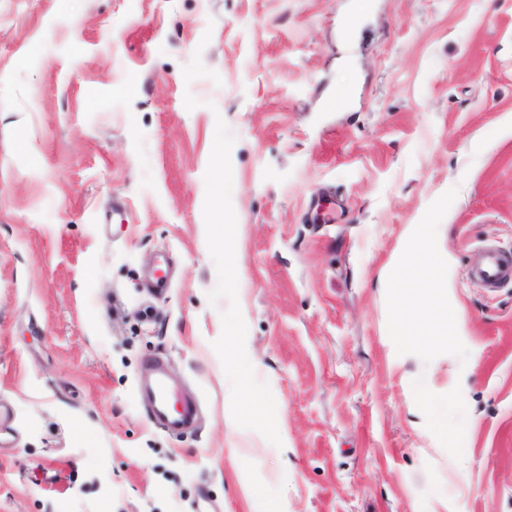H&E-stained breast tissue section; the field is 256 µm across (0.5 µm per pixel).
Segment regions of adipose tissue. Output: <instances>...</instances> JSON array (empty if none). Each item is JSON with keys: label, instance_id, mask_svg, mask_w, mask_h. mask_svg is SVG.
<instances>
[{"label": "adipose tissue", "instance_id": "adipose-tissue-1", "mask_svg": "<svg viewBox=\"0 0 512 512\" xmlns=\"http://www.w3.org/2000/svg\"><path fill=\"white\" fill-rule=\"evenodd\" d=\"M389 270L394 345L432 360L454 342L461 325V308L449 294L448 254L441 249L433 225H407L400 247L391 255ZM247 362L234 326H227L224 364L236 367L242 406L250 418L259 419L265 414L264 402L253 392Z\"/></svg>", "mask_w": 512, "mask_h": 512}]
</instances>
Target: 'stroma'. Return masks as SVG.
I'll list each match as a JSON object with an SVG mask.
<instances>
[{
	"label": "stroma",
	"mask_w": 512,
	"mask_h": 512,
	"mask_svg": "<svg viewBox=\"0 0 512 512\" xmlns=\"http://www.w3.org/2000/svg\"><path fill=\"white\" fill-rule=\"evenodd\" d=\"M507 113L512 0H0V512H512V288L467 277L512 249ZM408 224L464 312L429 367L390 346ZM224 366L237 367L239 395L245 412L251 419H260L264 416V402L261 396L254 394L250 374L247 370V362L250 358L244 353L238 337L235 334V326L224 327ZM149 396L153 418L168 431L178 432L194 420V408L182 399L178 387L161 366L156 369Z\"/></svg>",
	"instance_id": "stroma-1"
}]
</instances>
